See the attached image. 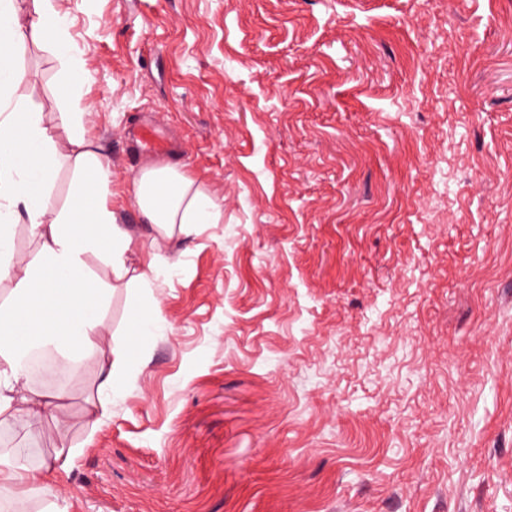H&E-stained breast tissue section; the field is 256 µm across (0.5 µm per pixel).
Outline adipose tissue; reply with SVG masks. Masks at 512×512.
Returning <instances> with one entry per match:
<instances>
[{
  "instance_id": "1",
  "label": "adipose tissue",
  "mask_w": 512,
  "mask_h": 512,
  "mask_svg": "<svg viewBox=\"0 0 512 512\" xmlns=\"http://www.w3.org/2000/svg\"><path fill=\"white\" fill-rule=\"evenodd\" d=\"M33 14L32 23L23 24L15 0H0V280L14 284L10 301L0 305V424L30 429L57 411L63 393L36 390L25 368L32 354L51 348L72 351V360L62 366L67 374L80 371L85 355L99 354L95 393L85 407L87 418L98 424L110 415L109 396L127 355L122 347L101 348L111 289L91 275L86 258H99L117 282L140 285L148 275L128 264L133 237L110 206L107 166L87 133L79 67L67 57L65 16L57 0H33ZM32 35L65 60L63 143L42 114L15 94L22 81L15 60ZM64 166L72 175L71 192L59 208L51 201V187ZM134 186L141 218L157 246L199 225L219 223L223 215L222 204L174 162L140 168ZM19 222L40 241L36 259L14 250ZM70 457L62 450L34 466L21 453L0 452V494L20 499L36 490L56 499L48 475L65 468Z\"/></svg>"
}]
</instances>
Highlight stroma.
<instances>
[{
  "label": "stroma",
  "instance_id": "1",
  "mask_svg": "<svg viewBox=\"0 0 512 512\" xmlns=\"http://www.w3.org/2000/svg\"><path fill=\"white\" fill-rule=\"evenodd\" d=\"M109 203L148 287L109 417L95 359L0 426L73 449L66 512H512V0H60ZM21 94L59 140L63 64ZM155 120L224 221L154 249L129 152ZM161 321L129 340L128 311Z\"/></svg>",
  "mask_w": 512,
  "mask_h": 512
}]
</instances>
